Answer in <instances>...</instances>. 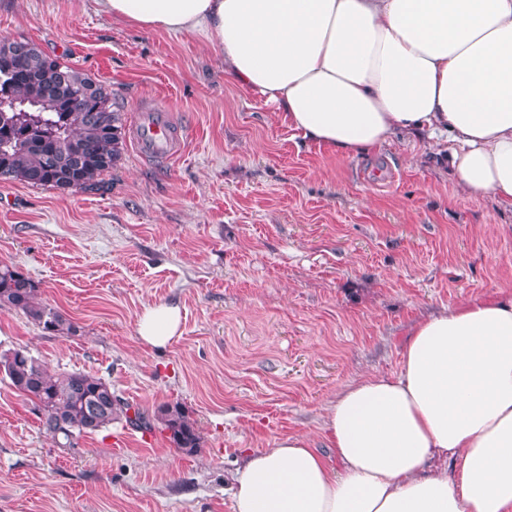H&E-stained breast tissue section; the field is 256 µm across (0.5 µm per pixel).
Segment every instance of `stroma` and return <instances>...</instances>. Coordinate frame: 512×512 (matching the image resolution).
Returning <instances> with one entry per match:
<instances>
[{"mask_svg":"<svg viewBox=\"0 0 512 512\" xmlns=\"http://www.w3.org/2000/svg\"><path fill=\"white\" fill-rule=\"evenodd\" d=\"M26 39L100 81L125 121L102 193L0 179V265L78 335L0 308V351L104 378L156 418L180 406L200 446L115 420L56 443L0 374V512H232L246 452L297 434L322 446L336 390L395 375L412 326L512 291V209L457 189L419 141L340 157L224 76L200 34L146 31L94 0H0V38ZM165 110L175 159L134 151L131 119ZM177 304L181 336L142 344L144 307Z\"/></svg>","mask_w":512,"mask_h":512,"instance_id":"stroma-1","label":"stroma"}]
</instances>
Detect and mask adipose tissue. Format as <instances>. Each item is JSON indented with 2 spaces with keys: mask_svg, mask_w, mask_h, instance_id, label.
Here are the masks:
<instances>
[{
  "mask_svg": "<svg viewBox=\"0 0 512 512\" xmlns=\"http://www.w3.org/2000/svg\"><path fill=\"white\" fill-rule=\"evenodd\" d=\"M144 30L202 34L225 76L307 142L343 155L414 135L461 193L512 206V0H95ZM147 305L141 343L181 335ZM323 448L249 453L232 512H512V291L417 322L393 376L339 388Z\"/></svg>",
  "mask_w": 512,
  "mask_h": 512,
  "instance_id": "obj_1",
  "label": "adipose tissue"
}]
</instances>
